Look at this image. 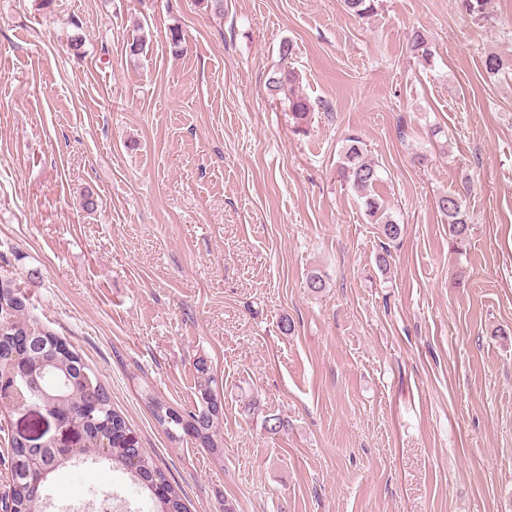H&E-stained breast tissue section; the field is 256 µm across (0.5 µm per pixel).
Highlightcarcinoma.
<instances>
[{
    "label": "carcinoma",
    "mask_w": 512,
    "mask_h": 512,
    "mask_svg": "<svg viewBox=\"0 0 512 512\" xmlns=\"http://www.w3.org/2000/svg\"><path fill=\"white\" fill-rule=\"evenodd\" d=\"M376 0H344L345 7L360 19L371 17L376 9ZM487 0H463L462 8L474 19L487 21ZM410 48L421 53L425 62L434 52L429 39L421 30H414L409 36ZM489 77H497L512 64L496 53L488 54L483 62ZM299 80L296 71L278 68L271 72L266 83L270 96L288 94V111L291 114L294 131L307 132L314 107L309 99L296 93ZM350 145L339 162V172L349 187L365 198L370 216H375L380 205L370 197L373 186L380 180L375 163L365 157L359 137H349ZM439 212L448 219V235L456 247L465 244L469 234L466 212L463 210L462 194L446 193L436 200ZM0 318L12 324V329L0 332V381L10 379V361L13 354L21 351L20 338H28L33 348L26 352L29 364L38 371L58 374L68 373L75 383L65 389H49L41 397V407L50 409L51 414L78 421L86 434L90 447L82 453L106 455L112 466L124 470L130 479L146 488L155 502V512H187L181 489L173 486L164 471L157 466L153 457L139 447L136 434L124 417L112 408L110 395L102 381L84 364L82 357L73 349L60 347L57 336L33 320L28 312V302L22 289L12 280L0 277ZM198 402L193 409L180 413L168 406L150 391L142 392L153 417L163 427L172 441L184 437L193 438L201 447L216 458L224 456V437L220 430L223 417V403L213 390L214 378L208 376L206 363L198 361ZM110 447H103L104 442ZM10 470L18 467L38 473L59 468L47 448H26L17 439L10 443ZM5 498L11 499L16 512H46V505L30 486L16 480L8 484Z\"/></svg>",
    "instance_id": "cac0c4a2"
}]
</instances>
